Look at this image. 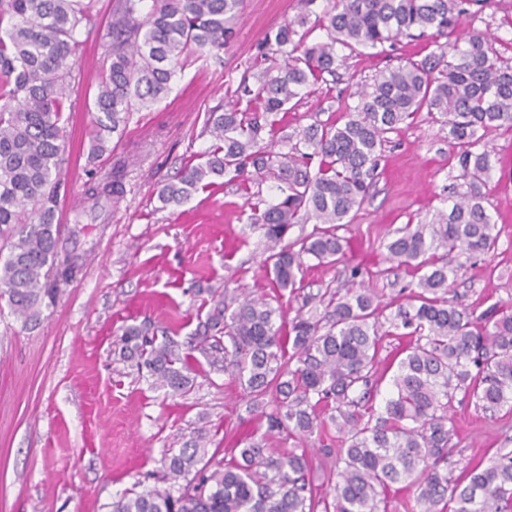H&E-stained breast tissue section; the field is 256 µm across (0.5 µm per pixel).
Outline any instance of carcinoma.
<instances>
[{
  "mask_svg": "<svg viewBox=\"0 0 512 512\" xmlns=\"http://www.w3.org/2000/svg\"><path fill=\"white\" fill-rule=\"evenodd\" d=\"M301 0L304 12L271 30L258 45L241 92L245 109L228 102L208 113L214 139L202 164L186 167L163 186L159 200L179 203L230 176L244 185L267 176L282 183L279 200L251 205V224L270 243L266 263L279 289L296 290L305 259L332 263L344 254L336 234L369 194L387 134L422 110L448 126L467 189L449 197L450 211L429 224H406L387 242L388 259L417 276L406 306L380 321L378 296L366 288H327L302 296L283 335L281 307L264 297L210 294V309L194 334L178 341L151 324L126 328L124 358L173 395L190 390V374L206 362L247 392L246 409L264 421L231 463L207 455L197 430L164 453L165 488L125 492L110 512H387L388 492L413 491L411 512H512V451L468 462L463 480L448 475L456 448L448 412L457 393L485 412L512 405V308L473 312L447 297L457 268L449 255L487 256L499 230L481 191L495 165L484 135L512 128V66L484 32L473 29L448 44V54L403 60L360 86L357 104L334 123L312 124L287 151L276 149L278 115L302 90L332 76L340 52L374 48L418 34L450 37L470 6L491 0ZM242 0H112L107 21L97 0H0V308L22 321H40L42 307L73 282L81 256L55 222L65 143L63 114L77 54L93 36L108 66L93 100L91 150L103 154L122 136L132 113L160 101L191 50L224 52ZM313 26L326 37L306 42ZM301 54H296V51ZM483 134H478V131ZM119 177L90 179V210L117 205ZM312 233L285 241L295 224ZM384 336L410 337L397 352L392 389L376 407L388 368ZM336 428L331 492L309 479L306 452L268 446L276 435L298 444Z\"/></svg>",
  "mask_w": 512,
  "mask_h": 512,
  "instance_id": "obj_1",
  "label": "carcinoma"
}]
</instances>
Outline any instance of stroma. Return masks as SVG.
I'll return each instance as SVG.
<instances>
[{"instance_id":"1","label":"stroma","mask_w":512,"mask_h":512,"mask_svg":"<svg viewBox=\"0 0 512 512\" xmlns=\"http://www.w3.org/2000/svg\"><path fill=\"white\" fill-rule=\"evenodd\" d=\"M300 0H243L221 58L188 54L160 102L133 113L111 152L89 154L90 106L102 77L104 51L88 42L74 67L65 123L64 187L71 205L63 232L79 230L86 249L77 279L62 286L39 325L26 330L0 314V512H109L135 483L152 487L166 449L181 435L204 430L232 459V448L258 422L245 411L243 388L221 372L197 370L191 390L170 395L150 387L121 353L125 328L145 322L177 340L193 333L209 310L208 289L237 288L272 296L261 231L249 227L250 206L279 195L273 179L240 188L217 182L180 204L161 206L159 190L212 144L205 114L226 103L256 47L271 29L293 19ZM472 27L490 35L512 64V0L475 11ZM444 43L405 37L383 50L346 52L335 75L305 89L277 125L278 137L336 121L355 106V89L400 59L445 52ZM497 163L483 189L500 230L492 256L463 261L450 298L481 314L512 305V129L488 134ZM118 174L124 198L99 219L83 212L90 178ZM464 184L448 128L419 112L391 134L368 198L338 234L348 242L332 265L307 261L300 288L315 293L364 282L381 298L382 316L407 302L416 281L390 268L385 244L404 224H425L448 208ZM457 465L512 450V409L483 412L456 401L450 412Z\"/></svg>"}]
</instances>
